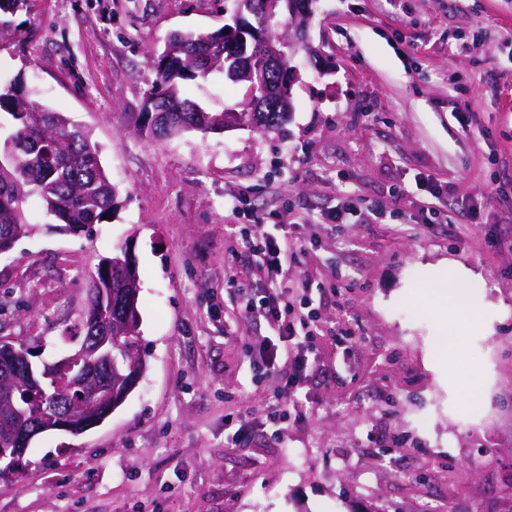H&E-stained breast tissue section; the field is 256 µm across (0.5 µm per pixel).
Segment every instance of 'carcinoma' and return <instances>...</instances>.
<instances>
[{"label": "carcinoma", "instance_id": "1", "mask_svg": "<svg viewBox=\"0 0 512 512\" xmlns=\"http://www.w3.org/2000/svg\"><path fill=\"white\" fill-rule=\"evenodd\" d=\"M248 13L264 25L266 35L277 36L282 19L267 12V0H247ZM30 0H0V37L11 27V18L28 11ZM251 42H243L238 30L193 32L182 34V52L175 58L160 55L156 61V81L147 98L146 111L138 132L148 131L163 138L170 132L155 120L154 107L171 101L184 107L180 120L194 129H224L227 111L209 112L195 102L180 96L184 80L206 79L213 72L228 74L242 55H250ZM11 116L12 128L0 136V243L13 240L30 231L25 205L29 198H37L45 213L58 226L72 233L92 231L110 216L117 204L118 190L112 184L101 161L99 146L91 131L73 125L62 112H56L31 99L17 83L0 88V113ZM246 126L257 129H275L285 122L281 112H252L250 103L238 111ZM115 258H125V250L116 249L99 263L96 271L87 277V305L80 315L79 332L62 340L78 350L85 336L95 327L116 329L112 334V356L117 373L112 375V392L99 399L94 412L75 413L78 427L75 433L93 427L112 414L129 395L128 382L135 372L142 373L145 351L142 349L141 316L137 306L138 294L129 288L112 292V297H100V289L107 287L102 266ZM32 357L27 348L9 342L0 343V366L11 361L24 365ZM77 392L68 388L63 378L45 381L41 390L31 397L34 405L50 408L59 402L73 400ZM15 431L9 411L0 405V448L11 445Z\"/></svg>", "mask_w": 512, "mask_h": 512}]
</instances>
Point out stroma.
<instances>
[{
	"label": "stroma",
	"instance_id": "stroma-1",
	"mask_svg": "<svg viewBox=\"0 0 512 512\" xmlns=\"http://www.w3.org/2000/svg\"><path fill=\"white\" fill-rule=\"evenodd\" d=\"M224 7L31 0L0 42V77L90 128L120 188L89 234L27 202L32 234L0 254V339L61 360L50 338L124 245L147 361L98 426L33 440L0 512H512V0H315L282 129L136 134L167 35L217 30ZM181 91L219 112L245 87L215 74ZM347 204L358 221L320 223ZM237 224L296 225L292 271L332 290L276 432L260 416L288 362L264 373L272 331L225 287L251 264ZM452 269L477 312L441 355L432 288Z\"/></svg>",
	"mask_w": 512,
	"mask_h": 512
}]
</instances>
